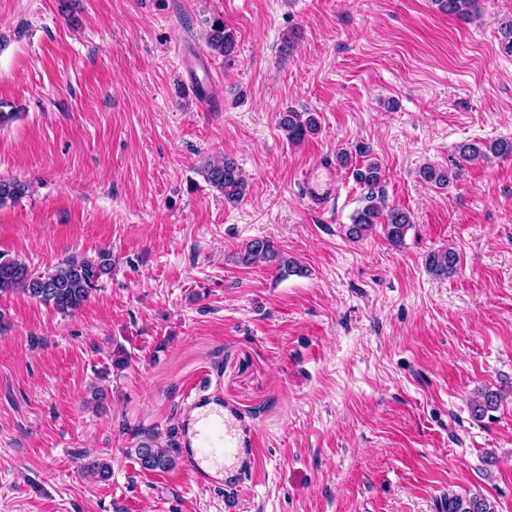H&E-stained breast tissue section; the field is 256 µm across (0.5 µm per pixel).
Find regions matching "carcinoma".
Segmentation results:
<instances>
[{"label": "carcinoma", "instance_id": "carcinoma-1", "mask_svg": "<svg viewBox=\"0 0 512 512\" xmlns=\"http://www.w3.org/2000/svg\"><path fill=\"white\" fill-rule=\"evenodd\" d=\"M440 11L459 17H469L478 8V0H435ZM207 44L211 51L228 56L235 49L234 32L217 19L213 21L207 34ZM278 125L285 132L292 145L303 142L307 136L319 129L318 121L312 112H298L288 109L279 113ZM457 153L463 161L486 159L490 156L506 159L512 157V140L498 139L488 143H461ZM336 161L343 168L352 169L357 183L367 188V204L352 216L347 225L346 235L351 239H361L376 227H381L386 238L394 245H399L411 224L408 211L397 206H379L374 203L375 189L383 178L381 165L376 161H367L358 168L352 167L351 155L342 153ZM206 181L224 196V202H240L246 193V182L239 168L231 161L209 164L204 170ZM459 170L425 164L419 170L420 179L432 186L443 188L457 179ZM29 192V184L17 179L0 178V207L15 203ZM257 259L276 262L278 274L286 277L303 273V267L292 258L284 255L269 238L252 239L246 243L235 261L249 265ZM459 254L444 248L428 254L426 267L436 278L443 279L457 270ZM112 271V253L101 250L94 257L72 256L62 264L43 273H35L23 261L10 258L0 253V298L13 293H22L39 303L53 308L64 315L72 314L89 299L97 289L102 276ZM501 396L489 388L477 390L469 404L471 417L481 422L498 410ZM174 439L162 445L154 437H147L137 443L134 454L140 468L147 471H166L175 465ZM82 470L97 479L110 477V465L99 458H89ZM444 512H496L494 503L485 496L474 494L464 498L450 494L444 499Z\"/></svg>", "mask_w": 512, "mask_h": 512}]
</instances>
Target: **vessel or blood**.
Returning a JSON list of instances; mask_svg holds the SVG:
<instances>
[{
    "mask_svg": "<svg viewBox=\"0 0 512 512\" xmlns=\"http://www.w3.org/2000/svg\"><path fill=\"white\" fill-rule=\"evenodd\" d=\"M306 197L316 206L335 200L339 175L331 158L310 164L302 177ZM190 454L185 455V469L197 482L237 487L256 466L259 439L240 428L231 415L209 410L199 413L192 423Z\"/></svg>",
    "mask_w": 512,
    "mask_h": 512,
    "instance_id": "b4317fda",
    "label": "vessel or blood"
}]
</instances>
